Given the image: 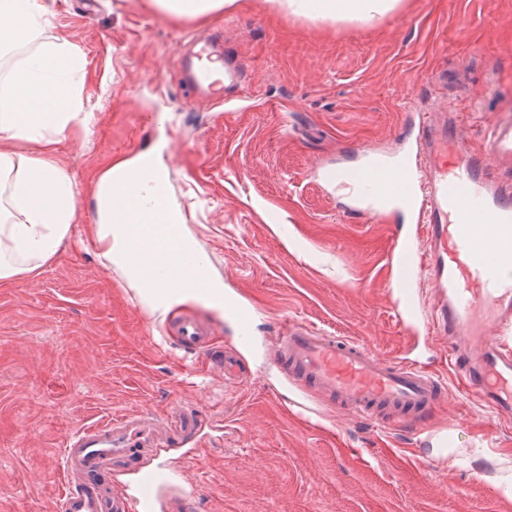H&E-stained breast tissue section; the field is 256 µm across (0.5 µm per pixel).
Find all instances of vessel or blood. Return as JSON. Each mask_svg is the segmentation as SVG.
<instances>
[{
    "label": "vessel or blood",
    "mask_w": 512,
    "mask_h": 512,
    "mask_svg": "<svg viewBox=\"0 0 512 512\" xmlns=\"http://www.w3.org/2000/svg\"><path fill=\"white\" fill-rule=\"evenodd\" d=\"M485 151L471 154L458 126L422 118L414 137L408 182L391 185L398 198H411L415 240L396 239L398 270L393 304L407 333L464 337L448 350L451 365L469 390L481 395L502 420L512 419V276H503V257L512 258V104L493 114L485 129ZM429 274L437 314L427 319L413 282ZM181 350L196 355L211 342L212 327L187 317L173 329ZM272 363L286 379L339 404L348 414L394 429L422 426L445 399L442 381L416 362L387 358L369 344L335 336L288 318L281 321ZM145 427L122 417L82 430L68 439L61 456L67 477L57 512H155L161 477L141 465ZM135 469L137 494L104 483L113 459Z\"/></svg>",
    "instance_id": "obj_1"
}]
</instances>
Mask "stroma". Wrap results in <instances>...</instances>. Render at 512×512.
Returning a JSON list of instances; mask_svg holds the SVG:
<instances>
[{"instance_id": "stroma-1", "label": "stroma", "mask_w": 512, "mask_h": 512, "mask_svg": "<svg viewBox=\"0 0 512 512\" xmlns=\"http://www.w3.org/2000/svg\"><path fill=\"white\" fill-rule=\"evenodd\" d=\"M47 3V38L86 57L95 116L88 148L64 142L55 154L78 190V224L108 159L166 141L185 223L249 309L250 333L241 341L204 302L152 313L90 251L0 284V512H54L66 440L121 415L154 425L142 461L163 476L155 512L189 485L196 512H512L489 480L512 471V425L452 372L444 340L395 321L391 234L413 235L414 221L325 179L369 152L406 158L420 113L443 105L482 153L491 110L512 97V0H401L373 22L312 21L259 0L207 22L150 0ZM199 43L240 71L223 102L187 86L179 60ZM190 314L237 358L238 387L159 334ZM285 316L441 376L447 402L427 434L379 428L286 380L267 361ZM178 407L202 413L195 436L177 431ZM428 436L450 438L454 455L425 464Z\"/></svg>"}]
</instances>
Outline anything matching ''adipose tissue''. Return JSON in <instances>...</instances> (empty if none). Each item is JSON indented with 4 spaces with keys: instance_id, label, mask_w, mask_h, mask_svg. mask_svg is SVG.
Masks as SVG:
<instances>
[{
    "instance_id": "obj_1",
    "label": "adipose tissue",
    "mask_w": 512,
    "mask_h": 512,
    "mask_svg": "<svg viewBox=\"0 0 512 512\" xmlns=\"http://www.w3.org/2000/svg\"><path fill=\"white\" fill-rule=\"evenodd\" d=\"M236 0H152L163 15L206 19ZM313 20L370 21L394 12L399 0H262ZM46 0H0V57L37 41L0 80V282L32 277L63 250L93 251L118 269L119 287L160 314L203 300L223 307L224 281L187 229L169 181L164 143L108 162L95 176L91 222L74 232L77 190L53 154L66 133L90 131L77 76L84 55L66 40H42ZM169 260L164 279L153 258Z\"/></svg>"
}]
</instances>
